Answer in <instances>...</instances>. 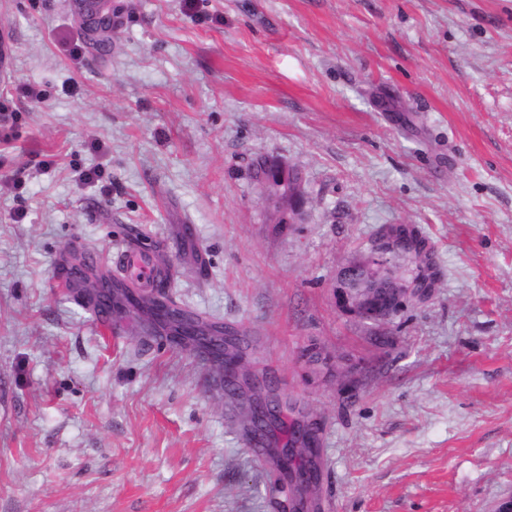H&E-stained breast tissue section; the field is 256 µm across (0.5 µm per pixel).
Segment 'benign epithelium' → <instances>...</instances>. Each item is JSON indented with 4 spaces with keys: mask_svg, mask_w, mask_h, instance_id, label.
<instances>
[{
    "mask_svg": "<svg viewBox=\"0 0 512 512\" xmlns=\"http://www.w3.org/2000/svg\"><path fill=\"white\" fill-rule=\"evenodd\" d=\"M274 178L277 191L269 200L278 209V223L296 224L300 220L304 202L301 183L287 176L288 169L278 167ZM417 244L406 228L398 226L376 242L370 253L361 261L340 268L336 276V306L354 315L361 322L375 328L390 324L411 299L421 297L418 286L424 281L420 275L403 280L393 274L391 255L394 253L413 254ZM232 393L241 396L247 390H255L259 384L242 372L240 362L229 364ZM263 412L256 413L248 408L246 423L251 430H261L263 422L280 413V404L275 397H261ZM303 442L299 441L288 449L279 451L281 469L288 473L286 487L291 497L301 499L307 488L305 471L297 468L294 461L302 456Z\"/></svg>",
    "mask_w": 512,
    "mask_h": 512,
    "instance_id": "7a95c632",
    "label": "benign epithelium"
}]
</instances>
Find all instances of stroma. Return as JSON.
<instances>
[{
  "instance_id": "1",
  "label": "stroma",
  "mask_w": 512,
  "mask_h": 512,
  "mask_svg": "<svg viewBox=\"0 0 512 512\" xmlns=\"http://www.w3.org/2000/svg\"><path fill=\"white\" fill-rule=\"evenodd\" d=\"M112 3L102 55L71 0H0L19 112L0 140V512H279L213 366L135 315L104 332L60 285L61 254L134 233L168 245L184 305L253 337L244 370L318 422L315 512H495L512 498V0ZM262 159L304 179L283 233ZM400 224L432 262L395 275L433 287L383 351L337 308L336 273Z\"/></svg>"
}]
</instances>
